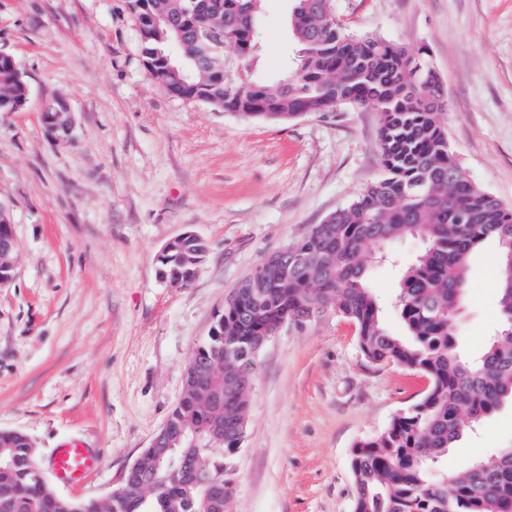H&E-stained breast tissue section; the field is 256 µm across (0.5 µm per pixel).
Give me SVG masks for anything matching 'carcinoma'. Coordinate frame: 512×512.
<instances>
[{
	"mask_svg": "<svg viewBox=\"0 0 512 512\" xmlns=\"http://www.w3.org/2000/svg\"><path fill=\"white\" fill-rule=\"evenodd\" d=\"M248 0H129L138 20L144 58L174 47L193 71L185 84L158 62L149 68L169 95L199 100L249 118L300 108L310 114L348 105L379 117L384 175L347 207L314 225L293 258L273 254L215 316L208 339L192 361L208 378L185 375L184 392L168 418L182 434L174 461L195 475L170 476L173 468L146 458L141 477L162 489L133 490L124 498L76 502L58 496L39 478L32 441L0 430V512H224L222 488L232 483L231 462L243 437L253 351L270 325L314 310L352 322L358 346L374 363H395L426 379L427 388L380 434L355 443L351 470L354 512H512V452L467 464L434 481L429 468L463 434L507 403L512 404V208L468 181L454 159L443 126L439 85L426 90L402 80L408 66L427 67V52L413 53L380 38H354L332 23L331 0H293L289 26L298 43L294 67L276 82L242 80L224 88V54L206 34L235 31L225 48L249 59L255 20ZM159 24L147 26V15ZM183 30L177 39L174 27ZM28 86L14 58L0 54V112L27 99ZM410 237L424 247L402 271L396 296L405 335L388 332L368 279L365 251ZM487 241L498 249L500 329L476 359L457 351V312L465 297L471 254ZM206 245L187 237L159 259L160 277L187 285L205 260Z\"/></svg>",
	"mask_w": 512,
	"mask_h": 512,
	"instance_id": "obj_1",
	"label": "carcinoma"
}]
</instances>
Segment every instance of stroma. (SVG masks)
I'll list each match as a JSON object with an SVG mask.
<instances>
[{
  "label": "stroma",
  "instance_id": "obj_1",
  "mask_svg": "<svg viewBox=\"0 0 512 512\" xmlns=\"http://www.w3.org/2000/svg\"><path fill=\"white\" fill-rule=\"evenodd\" d=\"M347 32L425 48L444 83L448 143L467 178L512 207V0H333ZM291 0H262L251 59L232 78L282 77L296 55ZM0 50L29 88L0 112V205L17 241L0 287V429L40 461L78 440L103 456L56 492L105 499L183 391L184 372L225 299L270 255L347 207L384 174L378 115L340 106L286 122L166 95L139 50L127 0H0ZM70 104L68 137L41 120ZM191 231L207 246L195 279L159 277L158 256ZM458 350L479 356L497 330L494 245L470 258ZM389 331L399 273L369 265ZM424 378L361 352L329 313L288 324L257 353L233 458L228 512H353L351 451L417 401ZM512 448V405L467 432L434 468Z\"/></svg>",
  "mask_w": 512,
  "mask_h": 512
}]
</instances>
